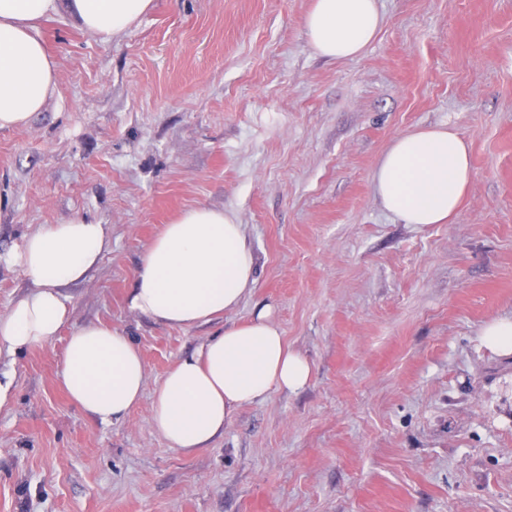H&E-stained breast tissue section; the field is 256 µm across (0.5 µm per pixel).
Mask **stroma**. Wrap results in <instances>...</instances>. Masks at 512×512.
<instances>
[{"instance_id":"35a3bbf8","label":"stroma","mask_w":512,"mask_h":512,"mask_svg":"<svg viewBox=\"0 0 512 512\" xmlns=\"http://www.w3.org/2000/svg\"><path fill=\"white\" fill-rule=\"evenodd\" d=\"M311 0H153L105 38L59 13L43 111L0 130V253L42 224L108 225L112 248L65 288L46 346L0 350V512H512V355L481 344L512 318V0H379L358 57L317 56ZM449 124L472 176L447 224H406L374 189L396 136ZM233 212L253 291L195 327L132 312L164 224ZM309 384L236 411L187 454L151 424L152 389L225 322L264 304ZM130 336L149 390L110 424L59 383L67 339Z\"/></svg>"}]
</instances>
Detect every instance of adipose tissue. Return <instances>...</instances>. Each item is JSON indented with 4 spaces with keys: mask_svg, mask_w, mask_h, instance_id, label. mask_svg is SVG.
Wrapping results in <instances>:
<instances>
[{
    "mask_svg": "<svg viewBox=\"0 0 512 512\" xmlns=\"http://www.w3.org/2000/svg\"><path fill=\"white\" fill-rule=\"evenodd\" d=\"M152 0H0V130L25 126L42 111L57 79L55 61L38 31L40 20L65 13L102 37L131 28ZM383 25L377 0H314L302 26L316 55H360ZM471 180L466 142L447 126L396 137L375 172L386 211L407 224H446ZM111 247L108 225L71 218L44 224L0 255L20 267L32 287L0 314V343L12 351L43 347L68 319L63 290L87 280ZM256 255L233 213L197 206L164 225L134 273L130 309L156 323L192 327L238 306L254 288ZM312 374L272 317L271 305L232 321L192 354L180 358L154 391L151 421L171 447L191 453L223 436L232 415L271 391L296 392ZM60 381L71 402L108 424L129 414L147 383L132 339L106 324H88L69 337Z\"/></svg>",
    "mask_w": 512,
    "mask_h": 512,
    "instance_id": "1",
    "label": "adipose tissue"
}]
</instances>
